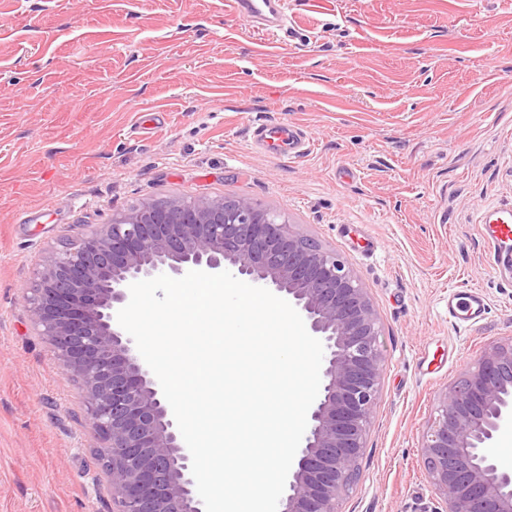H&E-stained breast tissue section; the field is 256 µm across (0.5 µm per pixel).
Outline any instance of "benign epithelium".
<instances>
[{
  "label": "benign epithelium",
  "mask_w": 512,
  "mask_h": 512,
  "mask_svg": "<svg viewBox=\"0 0 512 512\" xmlns=\"http://www.w3.org/2000/svg\"><path fill=\"white\" fill-rule=\"evenodd\" d=\"M231 267L301 315L326 356L279 512H340L380 392L381 326L353 268L242 197H172L112 216L53 251L25 299L37 335L84 395L113 512H203L191 455L159 381L119 325L129 286ZM420 454L446 512H512V470L494 443L512 423V337L488 346L436 399Z\"/></svg>",
  "instance_id": "7a95c632"
}]
</instances>
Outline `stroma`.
I'll return each instance as SVG.
<instances>
[{"mask_svg": "<svg viewBox=\"0 0 512 512\" xmlns=\"http://www.w3.org/2000/svg\"><path fill=\"white\" fill-rule=\"evenodd\" d=\"M260 124L300 126L306 151L263 153ZM222 194L340 254L379 318L381 392L341 512H444L420 456L437 394L512 336L480 229L512 204V0H288L277 36L225 0H0V512H112L83 393L23 300L40 260L143 203ZM452 288L485 292L479 326H449Z\"/></svg>", "mask_w": 512, "mask_h": 512, "instance_id": "stroma-1", "label": "stroma"}]
</instances>
